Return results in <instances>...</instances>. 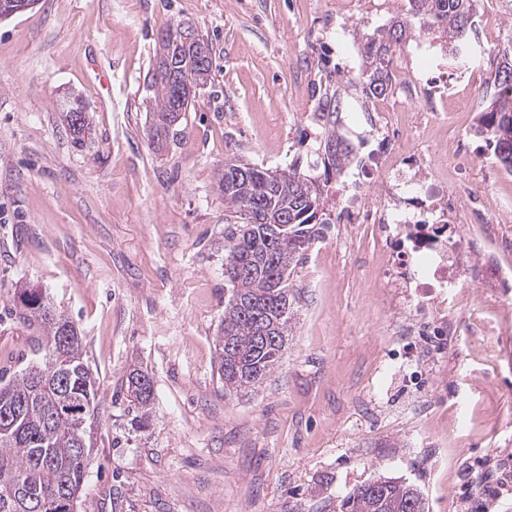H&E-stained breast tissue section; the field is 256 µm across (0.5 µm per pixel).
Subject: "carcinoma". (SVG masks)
<instances>
[{"label": "carcinoma", "instance_id": "1", "mask_svg": "<svg viewBox=\"0 0 512 512\" xmlns=\"http://www.w3.org/2000/svg\"><path fill=\"white\" fill-rule=\"evenodd\" d=\"M409 9L388 24L357 34L361 65L357 71L327 75L320 93L317 125L320 142L335 149L305 170L294 162L277 170L279 187L267 180L268 169L236 156L224 158L215 182L224 197V270L246 275H224L228 299L224 320L216 336L217 374L224 394L254 387L280 362L288 341V322L296 304L293 276L321 230L332 223L341 201L336 185L350 166L359 146L343 133L345 98L355 90L373 104L392 93L394 62L401 47L425 39L440 48L441 61L451 69L484 59L493 70L488 83L495 92L481 112L474 132L494 148L495 159L512 174V34L506 42L482 55L473 42L480 0H408ZM212 46L194 33L187 43L159 41V52L146 99L155 102L151 138H169L192 99L181 93L187 86L210 83ZM74 111L67 113L71 143L82 150L92 140V125L80 96L69 98ZM281 242L277 263L287 270L271 288L266 267L268 250ZM15 318L31 331L29 351L40 357L35 382L34 367L9 372L0 369V408L17 400L25 406L13 419H0V502L13 495L27 501L26 512H65L61 496L81 494L91 462L88 429L66 410L81 404L101 407V392L86 359L83 338L70 317L58 311L37 288H25L17 297ZM72 340L58 347L64 327ZM145 373L133 369L127 376V394L147 414L153 386L139 387L135 378ZM339 512H426L421 492L392 478L366 483L344 498Z\"/></svg>", "mask_w": 512, "mask_h": 512}]
</instances>
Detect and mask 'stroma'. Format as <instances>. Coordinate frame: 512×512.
I'll return each mask as SVG.
<instances>
[{
  "label": "stroma",
  "mask_w": 512,
  "mask_h": 512,
  "mask_svg": "<svg viewBox=\"0 0 512 512\" xmlns=\"http://www.w3.org/2000/svg\"><path fill=\"white\" fill-rule=\"evenodd\" d=\"M390 0H40L0 22V366L28 330L11 310L40 288L83 335L100 382L93 463L78 512H337L380 477L417 488L428 512H512V288L493 273L464 289L444 336H398L412 309L379 287L370 225L330 224L294 275L299 302L276 369L225 395L224 200L215 170L318 158L317 88L357 66V32ZM481 45L512 33V0H483ZM212 43V79L164 149L147 134L144 86L173 24ZM395 72L454 84L435 137L462 145L448 183L462 223L512 264V223L476 215L485 175L512 205V176L468 130L484 85L403 47ZM83 98L96 138L72 147L59 103ZM146 370L137 421L126 391ZM143 371L144 370L135 368L130 371L127 376V394L133 398V401H136L138 409L142 411V417L147 414L153 400V383L151 379L148 387L140 388L134 383L136 377H138V379L148 377Z\"/></svg>",
  "instance_id": "35a3bbf8"
}]
</instances>
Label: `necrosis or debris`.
Masks as SVG:
<instances>
[{"mask_svg": "<svg viewBox=\"0 0 512 512\" xmlns=\"http://www.w3.org/2000/svg\"><path fill=\"white\" fill-rule=\"evenodd\" d=\"M450 95V90H443L425 112L409 111L407 102H398L399 116L393 121L378 113V120L386 124V136L377 149L353 162L359 189L348 201L360 204L364 188L370 186L379 191L375 214L363 221L377 229L382 287L414 291L419 310L407 327L411 336L446 335L448 304L471 279L469 257L474 247L463 226L451 223L444 193L449 175L447 142L432 143L426 156L401 148L409 138L427 136L439 118L438 105Z\"/></svg>", "mask_w": 512, "mask_h": 512, "instance_id": "4bbe7bcc", "label": "necrosis or debris"}]
</instances>
